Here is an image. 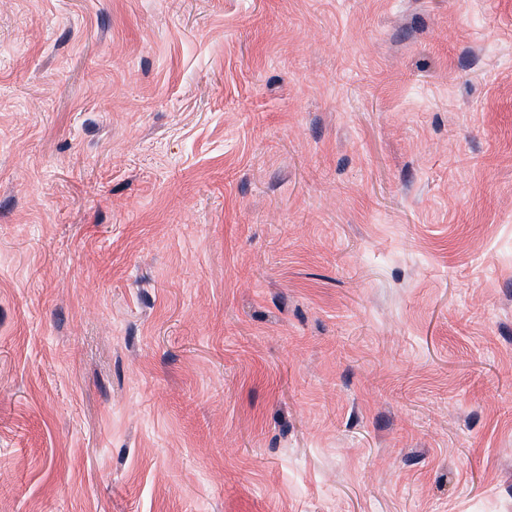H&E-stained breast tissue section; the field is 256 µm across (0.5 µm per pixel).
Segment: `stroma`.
<instances>
[{
  "label": "stroma",
  "mask_w": 512,
  "mask_h": 512,
  "mask_svg": "<svg viewBox=\"0 0 512 512\" xmlns=\"http://www.w3.org/2000/svg\"><path fill=\"white\" fill-rule=\"evenodd\" d=\"M0 512H512V0H0Z\"/></svg>",
  "instance_id": "obj_1"
}]
</instances>
